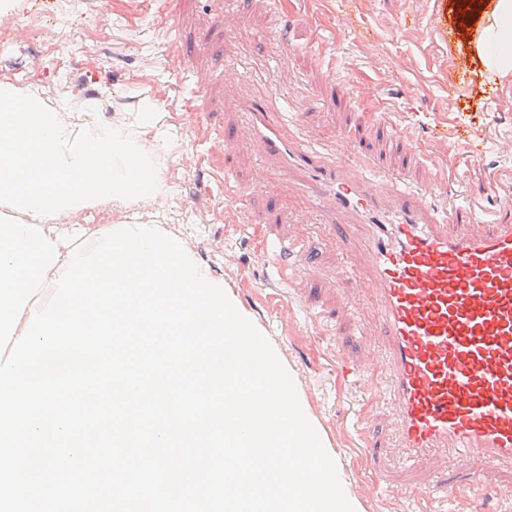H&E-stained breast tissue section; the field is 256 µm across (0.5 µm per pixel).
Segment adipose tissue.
<instances>
[{"mask_svg": "<svg viewBox=\"0 0 512 512\" xmlns=\"http://www.w3.org/2000/svg\"><path fill=\"white\" fill-rule=\"evenodd\" d=\"M476 53L485 70L512 72V0H493L478 30Z\"/></svg>", "mask_w": 512, "mask_h": 512, "instance_id": "1", "label": "adipose tissue"}]
</instances>
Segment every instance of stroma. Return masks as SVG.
<instances>
[{"label": "stroma", "instance_id": "1", "mask_svg": "<svg viewBox=\"0 0 512 512\" xmlns=\"http://www.w3.org/2000/svg\"><path fill=\"white\" fill-rule=\"evenodd\" d=\"M452 0H12L0 13V82L60 112L94 105L104 124L155 110L147 137L165 184L160 199L106 201L54 221L60 248L110 224H156L223 278L292 376L342 484L363 512H418L378 483L354 435L392 444L382 398L342 371L379 340L371 304L350 270L358 246L302 206L276 233L304 236L315 269L303 283L270 284L263 229L225 220L224 171L254 215L277 199L267 163L246 140L238 102L275 94L303 129L351 168L380 161L442 205L462 192L512 221V72L484 71L455 35ZM206 91L197 95L196 81ZM407 140L377 133L380 114Z\"/></svg>", "mask_w": 512, "mask_h": 512}]
</instances>
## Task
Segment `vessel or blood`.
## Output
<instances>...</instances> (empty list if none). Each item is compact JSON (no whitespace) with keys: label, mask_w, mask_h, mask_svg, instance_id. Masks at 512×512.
Segmentation results:
<instances>
[{"label":"vessel or blood","mask_w":512,"mask_h":512,"mask_svg":"<svg viewBox=\"0 0 512 512\" xmlns=\"http://www.w3.org/2000/svg\"><path fill=\"white\" fill-rule=\"evenodd\" d=\"M281 115L268 97L250 114L249 139L275 182L301 171L296 199L332 218L343 245H360L380 350L355 370L389 404L393 452L412 466L447 453L473 487L493 468L512 500V222L487 219L476 198L426 213L399 181L381 200L376 163L349 171L287 138ZM225 208L235 223L254 221L238 191ZM452 224L470 230L452 234Z\"/></svg>","instance_id":"obj_1"}]
</instances>
